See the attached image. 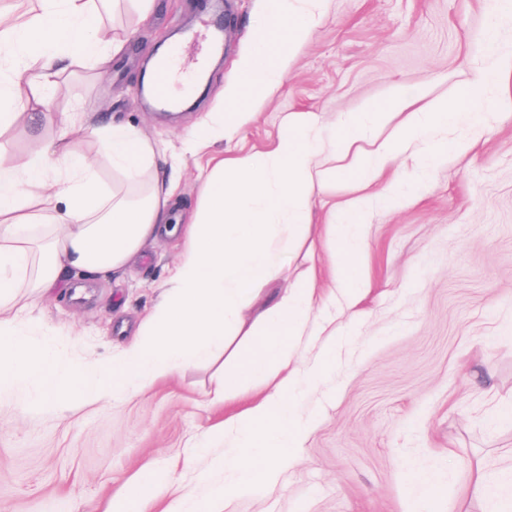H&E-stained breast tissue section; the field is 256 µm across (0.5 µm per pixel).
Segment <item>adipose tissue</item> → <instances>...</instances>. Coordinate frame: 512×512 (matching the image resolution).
Segmentation results:
<instances>
[{
  "label": "adipose tissue",
  "instance_id": "1",
  "mask_svg": "<svg viewBox=\"0 0 512 512\" xmlns=\"http://www.w3.org/2000/svg\"><path fill=\"white\" fill-rule=\"evenodd\" d=\"M319 2L264 0L250 49L224 91L223 111L198 120L186 151H199L247 121L317 23ZM98 28L95 0H38L37 10L24 17L0 11V130L27 116L15 98L20 83L35 89L38 108L74 69L106 73L124 43L100 37ZM500 77L496 69L475 68L454 97L408 113L381 141L368 138V128L404 108L401 93L342 120L328 149L309 138L314 119L307 116L289 122L268 151L218 159L181 228L185 247L162 302L130 343L104 361L81 365L62 364L46 343L33 339L31 306L20 288L47 293L77 274L121 272L145 244L170 233L177 182L153 179L134 197L107 194L100 169L135 180L161 156L155 143L122 123L98 130L93 159L62 143L33 146L17 163L0 143V398L33 385L42 402L72 394L84 404H101L226 352L230 363L213 401L231 411L208 430L199 451L210 454L211 470L228 473V480L206 497L188 491L174 498L173 469L150 460L113 494L105 512H147L165 497L171 500L168 512H222L227 499L277 483L314 426L299 409V382L325 373L336 360L332 336L313 365L300 357L314 328L330 322L317 291V267L309 266L287 287L277 285L288 246L310 227L314 191L334 178L375 181L426 140L431 146L422 165L433 167L448 147L431 142V134L482 126L485 91ZM369 207L363 199L350 203L330 222L337 241L329 256L333 284L349 309L366 290L359 259L371 231Z\"/></svg>",
  "mask_w": 512,
  "mask_h": 512
}]
</instances>
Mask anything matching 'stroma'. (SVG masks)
Wrapping results in <instances>:
<instances>
[{
  "instance_id": "1",
  "label": "stroma",
  "mask_w": 512,
  "mask_h": 512,
  "mask_svg": "<svg viewBox=\"0 0 512 512\" xmlns=\"http://www.w3.org/2000/svg\"><path fill=\"white\" fill-rule=\"evenodd\" d=\"M495 0H321L318 23L295 51L283 81L236 133L194 154L182 142L195 121L224 108L262 0H228L229 47L209 65L193 104L166 118L136 88L156 47L176 53L193 74L208 50L213 20L197 0H154L141 20L130 0L102 14L109 35L126 38L109 71H84L53 93L51 118L36 134L54 141L70 113L108 116L132 125L181 170L171 219L185 223L196 202L200 168L219 156L243 157L275 144L288 120L318 118L313 135L328 144L333 127L371 100L400 92L410 99L446 97L476 66L512 70V21L485 36ZM487 127L449 130L468 140L431 172L412 159L386 167L376 181L331 183L312 198V226L289 247L284 277L296 281L317 263L319 288L333 283L332 241L325 225L333 207L374 196L391 181L413 184L397 208L372 204L363 255L369 292L363 318L343 305L336 317V363L305 395L316 424L300 461L259 495H238L224 512H411L410 471H446L436 512H485L470 492L476 472L489 482L512 466V421L492 422L512 407V93L487 92ZM25 122L0 131L21 160L35 134ZM178 235L161 236L134 256L124 275L78 278L38 302L35 337L62 362L105 358L132 339L160 301L177 260ZM224 358L176 371L130 397L84 406L69 400L32 409L0 400V512H104L113 492L143 461L159 465L192 456L205 431L224 417L211 393Z\"/></svg>"
}]
</instances>
